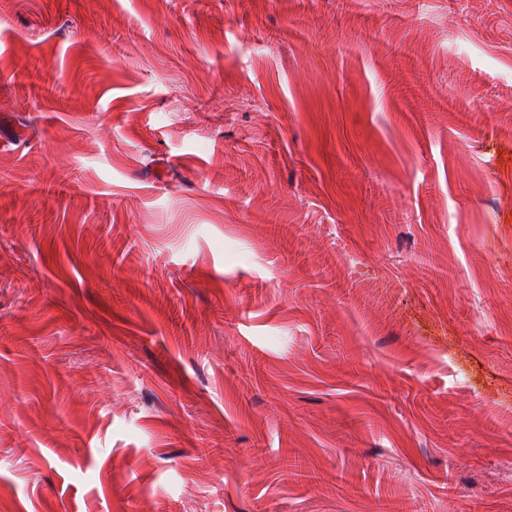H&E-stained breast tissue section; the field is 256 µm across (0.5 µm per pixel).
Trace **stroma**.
I'll return each mask as SVG.
<instances>
[{
    "instance_id": "stroma-1",
    "label": "stroma",
    "mask_w": 512,
    "mask_h": 512,
    "mask_svg": "<svg viewBox=\"0 0 512 512\" xmlns=\"http://www.w3.org/2000/svg\"><path fill=\"white\" fill-rule=\"evenodd\" d=\"M0 512H512V0H0Z\"/></svg>"
}]
</instances>
